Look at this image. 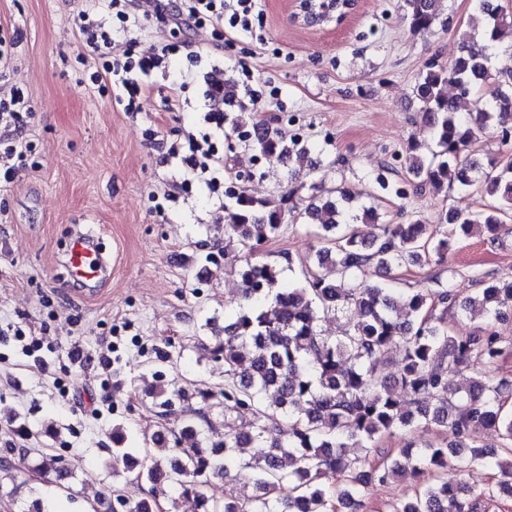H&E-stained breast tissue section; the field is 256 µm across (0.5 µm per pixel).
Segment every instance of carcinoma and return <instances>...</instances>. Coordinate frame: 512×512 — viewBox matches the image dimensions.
Returning a JSON list of instances; mask_svg holds the SVG:
<instances>
[{
	"label": "carcinoma",
	"instance_id": "1",
	"mask_svg": "<svg viewBox=\"0 0 512 512\" xmlns=\"http://www.w3.org/2000/svg\"><path fill=\"white\" fill-rule=\"evenodd\" d=\"M472 2L484 19L482 32L466 36L450 63L427 62L412 88L430 138L409 142L404 184L445 198L455 189L484 192L494 203L468 213L443 206L429 222L419 216L403 224L383 222L377 205L357 202L342 184L302 182L320 170L321 162L310 156L325 155V147L263 120L236 116L232 124L244 148L288 158L289 182L276 198L256 197L244 187L225 191L224 251L237 244L258 252L279 235L288 215L318 221L321 246L294 284L284 283L281 269L268 263L248 261L238 271L242 303L235 320L224 325L223 339L209 350L212 359L224 360V389L200 399L210 407L222 404L238 418L250 416L248 431L229 422L224 441L212 443L200 428V412L175 410L173 399L160 390L154 407L161 418L176 415V426L155 431L150 448H125L122 432L113 431V466L152 483L156 496L173 488L194 497L200 512H359L372 489L400 475L435 473L450 459L461 468L475 459L496 467L502 475L497 493L512 498V415L503 411L512 382L491 371L503 348L492 328L478 344L449 333L444 318L450 308L466 312L476 305L490 324L511 316L512 277L483 280L463 299L448 288L394 293L365 279L371 266L421 267L431 254L443 265L457 232H487L494 243L512 216V74L496 81L483 111L461 112V102L486 83L494 53L512 38V19L497 0ZM404 8L413 32H431L439 0H404ZM449 85L456 88L452 97L445 92ZM490 126L498 131L499 146L485 167L469 147ZM306 187L311 194L304 197ZM361 224L371 228L368 235ZM399 308L405 310L402 320ZM329 317L344 319L341 335H324L320 323ZM397 345L400 366L388 376L378 363ZM465 368L474 370L468 386L450 387L448 375ZM271 410L282 417L275 430L266 423ZM421 424L449 432L452 440L419 448L407 444L396 458L380 463L347 452L360 447L370 453L382 436ZM484 428L499 431L503 446H477L476 434ZM246 448L266 449L247 463L258 494L247 501L210 497V479L229 476ZM37 453L34 470L53 474L55 483L65 486L73 470L49 453ZM336 475L342 487L333 490L325 478ZM392 512L472 510L458 489L450 493L443 482L394 503Z\"/></svg>",
	"mask_w": 512,
	"mask_h": 512
}]
</instances>
